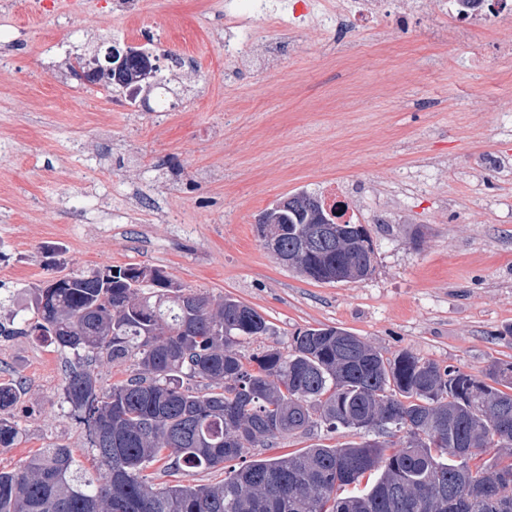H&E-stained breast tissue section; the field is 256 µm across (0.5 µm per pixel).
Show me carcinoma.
Instances as JSON below:
<instances>
[{"instance_id":"cac0c4a2","label":"carcinoma","mask_w":512,"mask_h":512,"mask_svg":"<svg viewBox=\"0 0 512 512\" xmlns=\"http://www.w3.org/2000/svg\"><path fill=\"white\" fill-rule=\"evenodd\" d=\"M137 52L105 86L138 82ZM273 254L326 283L339 267L373 271L361 224H335L318 196L272 208ZM48 344L76 365L63 403L88 432L95 476L66 444L0 469V512H512V367L482 375L409 353L392 359L333 326L293 336L291 350L245 358L241 343L270 332L251 306L216 304L159 269L130 265L65 274L31 289ZM133 361L110 389L98 367ZM0 382V448L22 433ZM315 425L361 441L317 444L274 459L247 450ZM403 433L398 444L378 437ZM498 449L490 460L480 453ZM209 470L239 461L211 485H157L146 469Z\"/></svg>"}]
</instances>
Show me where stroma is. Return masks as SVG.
Segmentation results:
<instances>
[{
  "mask_svg": "<svg viewBox=\"0 0 512 512\" xmlns=\"http://www.w3.org/2000/svg\"><path fill=\"white\" fill-rule=\"evenodd\" d=\"M224 2L79 0L35 14L0 0V322L44 281L133 264L256 309L271 330L241 345L246 357L329 325L389 358L474 375L512 365V59L449 27L437 0H386L385 24L342 41L347 0L294 17L290 0H234L255 33L228 67ZM113 42L148 47L177 91L170 109L84 78L78 58ZM330 180L373 244L360 280L307 279L257 232L276 201ZM69 369L35 321L0 336V382L24 384L11 409L23 438L0 469L54 442L91 467L60 402ZM353 439L315 428L258 454Z\"/></svg>",
  "mask_w": 512,
  "mask_h": 512,
  "instance_id": "1",
  "label": "stroma"
}]
</instances>
